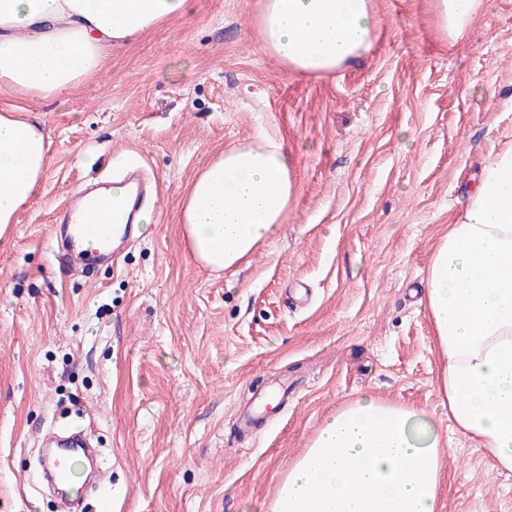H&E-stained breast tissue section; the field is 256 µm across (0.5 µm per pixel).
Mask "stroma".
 Returning a JSON list of instances; mask_svg holds the SVG:
<instances>
[{"instance_id": "obj_1", "label": "stroma", "mask_w": 512, "mask_h": 512, "mask_svg": "<svg viewBox=\"0 0 512 512\" xmlns=\"http://www.w3.org/2000/svg\"><path fill=\"white\" fill-rule=\"evenodd\" d=\"M369 53L300 76L262 47L256 0H196L112 49L96 74L26 107L49 138L41 192L0 237V512H60L37 449L91 436L99 512H270L320 426L361 395L448 410L423 287L475 185L512 141V0L449 40L433 0H372ZM274 136L297 199L238 270L191 255L176 215L219 151ZM158 187L153 222L115 264L59 257L83 184L129 167ZM288 397L246 436L230 421L272 382ZM444 512H512V473L449 435Z\"/></svg>"}]
</instances>
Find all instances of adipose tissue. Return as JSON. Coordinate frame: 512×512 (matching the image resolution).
<instances>
[{
    "label": "adipose tissue",
    "mask_w": 512,
    "mask_h": 512,
    "mask_svg": "<svg viewBox=\"0 0 512 512\" xmlns=\"http://www.w3.org/2000/svg\"><path fill=\"white\" fill-rule=\"evenodd\" d=\"M483 0H435L455 40ZM194 0H0V234L37 195L49 142L22 96H60L113 46L191 12ZM263 47L293 72L328 75L368 53L370 0H258ZM298 193L279 142L224 149L188 186L178 222L194 258L237 268L283 223ZM426 304L435 380L455 433L512 471V142L484 156L432 256ZM440 430L425 410L364 396L329 417L283 479L271 512H442Z\"/></svg>",
    "instance_id": "1"
}]
</instances>
